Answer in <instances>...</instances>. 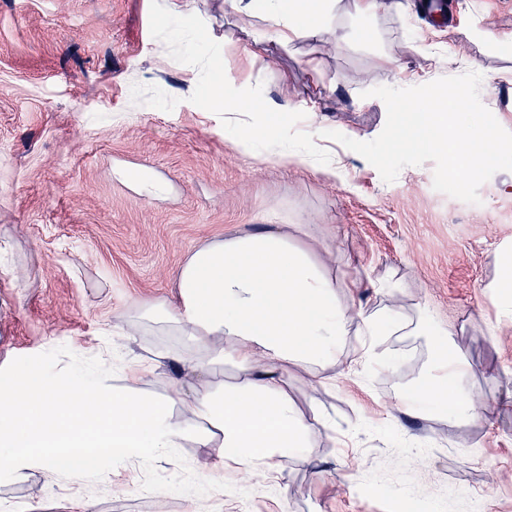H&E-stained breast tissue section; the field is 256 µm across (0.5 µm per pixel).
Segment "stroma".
<instances>
[{
	"label": "stroma",
	"instance_id": "obj_1",
	"mask_svg": "<svg viewBox=\"0 0 512 512\" xmlns=\"http://www.w3.org/2000/svg\"><path fill=\"white\" fill-rule=\"evenodd\" d=\"M409 0L404 14L368 23L341 0L325 33L288 43L253 40L272 23L262 0L251 15L224 0H189V13L222 46L238 89L262 85L271 108L304 112L330 165L284 163L239 146L220 118L189 101L199 73L173 60L150 32V0H0V372L73 354L94 361L117 318L145 301H171L175 272L199 245L288 227L290 244L335 280L338 301L367 315L391 309L401 330L381 349L392 366L356 370L357 334L346 336L334 387L289 370L300 410L316 403L336 423L307 459H280L277 482L226 468L201 484L218 451L196 443L172 460L103 458L98 475L51 477L39 469L0 480V506L21 512H512V302L500 295L495 255H512V171L481 185L474 207L432 187L434 165L403 168L384 182L361 155L323 138L335 130L369 141L383 130L378 86L412 87L467 71L482 74L480 100L512 131V51L489 36L512 34V0H447L445 14ZM371 37H363L364 28ZM165 180L153 198L129 174ZM434 314L472 366L479 418L459 426L405 412L403 391L436 359L421 335ZM105 361L122 388L128 361L146 365L139 389L166 398L182 352L179 337L141 323L118 336Z\"/></svg>",
	"mask_w": 512,
	"mask_h": 512
}]
</instances>
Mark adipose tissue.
Listing matches in <instances>:
<instances>
[{
	"label": "adipose tissue",
	"mask_w": 512,
	"mask_h": 512,
	"mask_svg": "<svg viewBox=\"0 0 512 512\" xmlns=\"http://www.w3.org/2000/svg\"><path fill=\"white\" fill-rule=\"evenodd\" d=\"M278 23L267 37L288 42L293 19L305 29L325 25L329 0H268ZM176 302L141 306L138 319L189 349L183 368L196 377L172 382L166 399L135 388L144 370L128 367L130 386L110 387L102 376L25 364L0 374V478L40 469L89 472L96 449H115V461L169 455L196 442L218 449L224 464L273 475L278 459L307 456L313 435L330 428L319 409L300 412L288 395V370L296 368L326 386L322 370L335 365L350 329L364 338L360 362H371L374 341L397 331L401 315L353 321L336 301V284L280 225L206 243L176 272ZM443 353L408 389L423 394L427 409L458 425L470 424L478 406L469 384L471 366L447 338ZM231 366L235 380L215 382V368ZM182 408L195 419L175 417Z\"/></svg>",
	"instance_id": "1"
}]
</instances>
